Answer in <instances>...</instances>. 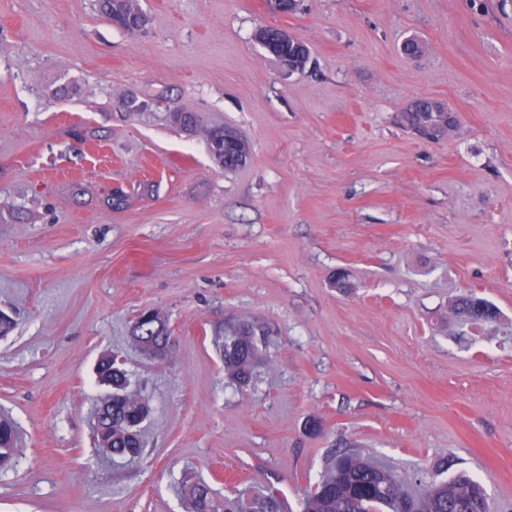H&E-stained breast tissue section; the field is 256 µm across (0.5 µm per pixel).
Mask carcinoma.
<instances>
[{"label": "carcinoma", "instance_id": "cac0c4a2", "mask_svg": "<svg viewBox=\"0 0 512 512\" xmlns=\"http://www.w3.org/2000/svg\"><path fill=\"white\" fill-rule=\"evenodd\" d=\"M101 13L116 28L128 33L139 26L146 16L138 0H99ZM405 123L433 137L449 134L454 126L448 124L443 108H415L404 116ZM170 124L189 135L201 134L210 153L225 169L246 165L250 155L239 159L240 151L250 150L249 144L232 128L205 126L194 112H171ZM452 311L462 326L496 323L499 311L485 298L474 292L459 296ZM131 335L148 336L157 341L168 335V326L159 313L134 321ZM267 335L263 326L254 320L231 318L224 321L222 354L224 372L241 385L248 383L259 353L261 337ZM129 379L125 368L112 369V401H103L96 409L95 428L111 441L103 452L111 457L138 458L143 454L142 435L130 431L129 423L136 419L135 400L126 396ZM18 451L13 423L0 418V467L9 465ZM412 479L400 477L385 466L363 458L354 452L337 455L321 479L304 490L302 512H488L482 486L472 477L458 474L427 485L414 496L409 492ZM193 512H285L278 492L246 488L232 496L218 499L204 483L187 489Z\"/></svg>", "mask_w": 512, "mask_h": 512}]
</instances>
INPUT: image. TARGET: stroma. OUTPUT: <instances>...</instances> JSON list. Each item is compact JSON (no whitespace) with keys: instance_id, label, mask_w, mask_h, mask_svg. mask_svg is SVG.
Returning a JSON list of instances; mask_svg holds the SVG:
<instances>
[{"instance_id":"35a3bbf8","label":"stroma","mask_w":512,"mask_h":512,"mask_svg":"<svg viewBox=\"0 0 512 512\" xmlns=\"http://www.w3.org/2000/svg\"><path fill=\"white\" fill-rule=\"evenodd\" d=\"M139 3L132 35L98 0H0V416L19 446L0 512H191L200 478L301 512L348 450L425 485L467 473L512 512V0ZM263 26L309 47L305 69ZM130 94L150 109L126 114ZM420 98L456 114L449 135L404 122ZM170 112L236 128L250 161L224 170ZM469 290L498 323L456 324ZM145 308L165 358L128 335ZM228 315L272 329L244 388L215 345ZM115 352L151 407L133 463L92 438ZM271 27L272 26H265L258 29L255 33L256 40L264 48L266 47L267 51L275 58H277L279 62L282 64V66L286 70H288V72H294L296 71V69L291 62V58H289L288 55L286 54V47L287 50H291L292 53L296 52L298 56V64L300 65L301 70L304 69L310 57V51L308 49V46L305 43L294 38L289 39V43H287L288 38L291 36L288 35V33L283 29H277L276 31H274L268 37L264 45V41L267 38L266 32L271 33Z\"/></svg>"}]
</instances>
